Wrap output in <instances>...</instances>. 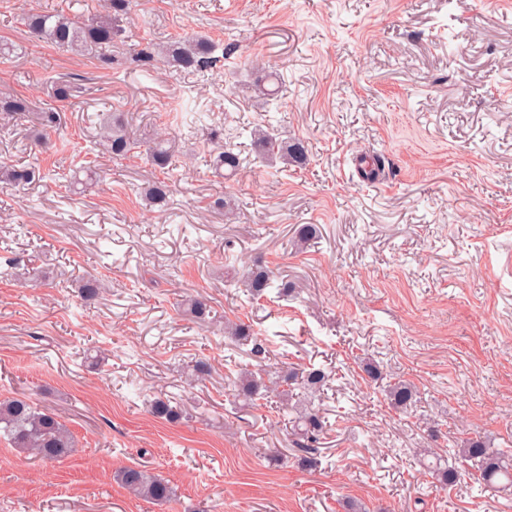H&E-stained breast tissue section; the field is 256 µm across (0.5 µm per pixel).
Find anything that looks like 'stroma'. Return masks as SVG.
Returning <instances> with one entry per match:
<instances>
[{"label": "stroma", "mask_w": 512, "mask_h": 512, "mask_svg": "<svg viewBox=\"0 0 512 512\" xmlns=\"http://www.w3.org/2000/svg\"><path fill=\"white\" fill-rule=\"evenodd\" d=\"M95 5L0 0V40L21 47L0 97L60 114L0 137V164L53 172L0 183V400L33 402L77 440L59 462L0 440V512H512V492L440 484L417 460L478 436L512 449V0H135L130 43L205 33L231 48L198 72L104 70L20 21ZM266 70L305 168L263 159L246 134ZM61 80L75 93L58 103ZM115 111L178 141L169 206L135 193L162 176L142 153L74 184ZM229 143L244 164L226 179L209 160ZM304 224L317 236L299 251ZM256 263L287 297L225 286ZM93 277L106 288L88 299ZM228 319L261 355L225 336ZM310 366L327 375L311 401L326 426L307 466L274 399L243 404L228 379ZM389 377L416 386L408 411ZM159 399L180 418L156 417ZM122 467L166 479L174 500L129 494Z\"/></svg>", "instance_id": "1"}]
</instances>
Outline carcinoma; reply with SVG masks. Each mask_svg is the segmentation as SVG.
<instances>
[{"label":"carcinoma","mask_w":512,"mask_h":512,"mask_svg":"<svg viewBox=\"0 0 512 512\" xmlns=\"http://www.w3.org/2000/svg\"><path fill=\"white\" fill-rule=\"evenodd\" d=\"M132 0H103L102 10L80 20L63 11L24 14L21 20L29 33L63 52L94 58L103 69H116L123 65V57L114 53V47L123 43L122 23L131 14ZM220 44L208 36L191 39L175 37L166 45L157 47L151 42H142L129 52V60L146 68L167 67L176 71H202L218 61L215 56ZM0 114L12 115L19 119L29 117L25 101L11 97H0ZM253 137L269 160H281L286 165L304 167L310 157L300 140L288 141L280 135L278 128L269 125L253 131ZM143 142L127 131L121 118L112 117L101 127L97 142L88 153L99 151L126 157L136 153ZM178 148L170 138L156 134L148 144L147 155L152 164L167 174H173ZM240 154L230 145L213 158L216 171L230 177L240 168ZM50 172L29 166H0V181L14 185H25ZM170 189L168 182L158 180L147 189V197L155 205L167 201ZM276 275L258 265L243 282L248 299L283 294L284 285L275 282ZM272 391L279 397L283 410H288L293 388L286 381L270 385L252 375L241 379L239 396L252 401L260 391ZM387 393L396 407H406L414 400V387L405 381L388 384ZM324 428V421L315 412H299L294 416L293 434L297 436V447L306 453L315 451L316 443ZM0 438L12 447L31 453L43 460L56 461L68 457L75 448L73 433L53 415L41 411L27 400L8 399L0 402ZM448 457L471 463L478 491L508 489L512 487V453L494 448L480 437L472 438L460 448L448 446ZM428 473L445 485H452L458 479V470L444 461L441 455L425 465ZM117 480L132 494L154 502L163 503L172 498L171 486L162 478L139 467H126L117 473Z\"/></svg>","instance_id":"obj_1"}]
</instances>
